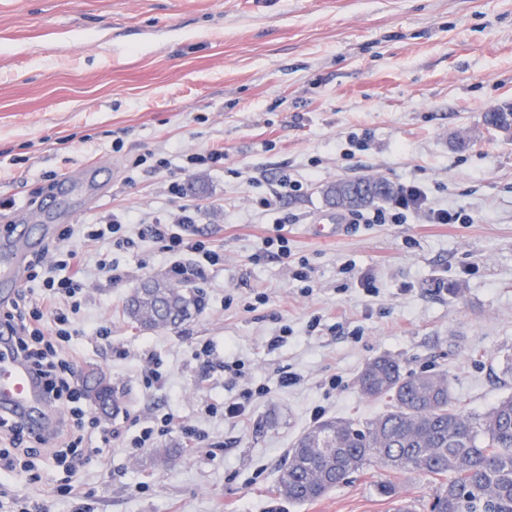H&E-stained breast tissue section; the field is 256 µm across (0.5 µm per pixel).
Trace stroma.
<instances>
[{
  "label": "stroma",
  "instance_id": "obj_1",
  "mask_svg": "<svg viewBox=\"0 0 512 512\" xmlns=\"http://www.w3.org/2000/svg\"><path fill=\"white\" fill-rule=\"evenodd\" d=\"M505 105L512 0H0V235L21 211L70 232L84 260L71 316L78 376L106 374L122 418L109 446L89 440L72 493H57L67 477L46 465L38 480L13 478L0 512L16 498L38 512H393L396 498L427 512L432 485L409 472L374 467L305 504L275 485L314 409L359 421L385 412L356 384L377 356L447 373L470 413L512 395V133L484 123ZM458 134L468 149L454 148ZM211 147L222 165L184 169ZM151 154L169 169L132 170ZM92 165L105 179L46 213L54 183ZM284 169L303 183L280 207L295 218L292 257L311 269L306 293L287 265L251 260L275 219L260 199ZM367 175L417 183L472 221L350 223L324 190ZM175 182L204 205L194 234L224 261L193 278L202 306L191 320L139 329L124 306L144 281L171 277L148 227L176 217ZM131 217L132 248L82 238L84 225ZM316 224L341 230L322 239ZM258 292L266 304L249 307ZM150 356L162 375L151 387ZM228 362L240 377L225 375ZM286 372L297 384L280 387ZM247 388L245 414L225 416ZM159 409L194 437L127 447L133 421ZM384 479L394 498L380 494Z\"/></svg>",
  "mask_w": 512,
  "mask_h": 512
}]
</instances>
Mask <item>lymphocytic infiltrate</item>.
I'll return each mask as SVG.
<instances>
[{
    "mask_svg": "<svg viewBox=\"0 0 512 512\" xmlns=\"http://www.w3.org/2000/svg\"><path fill=\"white\" fill-rule=\"evenodd\" d=\"M202 213V206L190 201L180 206L175 221L159 217L150 228L152 236L161 244L170 270L185 280L194 275L196 269L218 265L222 260L220 250L194 238L190 232ZM413 213L423 214L431 224H456L463 219L462 213L433 207L427 193L419 185L409 183L399 186L387 206L352 213L351 221L355 224H403ZM51 250L65 252L69 275L39 277L42 262L38 259L31 261L28 277L42 279L41 294L33 299L28 289H19L9 307H0V322L12 326L15 351L44 378L47 403L64 410L62 421L72 434L60 450L54 451V462L60 466L67 463L76 465L85 461L78 448L83 441L87 408L83 391L75 379L74 360L61 350L62 344L72 341L75 331L60 303L75 300L82 290L83 276L73 268L77 257L75 250L64 249L59 243L52 245Z\"/></svg>",
    "mask_w": 512,
    "mask_h": 512,
    "instance_id": "obj_1",
    "label": "lymphocytic infiltrate"
}]
</instances>
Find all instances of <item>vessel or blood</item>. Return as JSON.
<instances>
[{
  "label": "vessel or blood",
  "mask_w": 512,
  "mask_h": 512,
  "mask_svg": "<svg viewBox=\"0 0 512 512\" xmlns=\"http://www.w3.org/2000/svg\"><path fill=\"white\" fill-rule=\"evenodd\" d=\"M39 243L28 225H15L9 239L0 241V292L10 293L20 284L21 269ZM12 330L0 326V411L15 413L23 425L39 434L48 433L46 401L35 371L12 349Z\"/></svg>",
  "instance_id": "1"
}]
</instances>
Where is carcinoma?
<instances>
[{
	"label": "carcinoma",
	"mask_w": 512,
	"mask_h": 512,
	"mask_svg": "<svg viewBox=\"0 0 512 512\" xmlns=\"http://www.w3.org/2000/svg\"><path fill=\"white\" fill-rule=\"evenodd\" d=\"M485 122L511 132L512 107L487 113ZM325 193L336 206L357 210L395 191L370 179H341ZM200 306L197 289L149 279L127 300L125 314L145 329H174ZM357 386L367 398L388 401V411L365 422L327 418L303 431L287 449L278 495L311 502L351 474L380 466L434 481L429 512H512V396L466 414L452 404L446 375L407 371L389 356L367 362Z\"/></svg>",
	"instance_id": "obj_1"
}]
</instances>
